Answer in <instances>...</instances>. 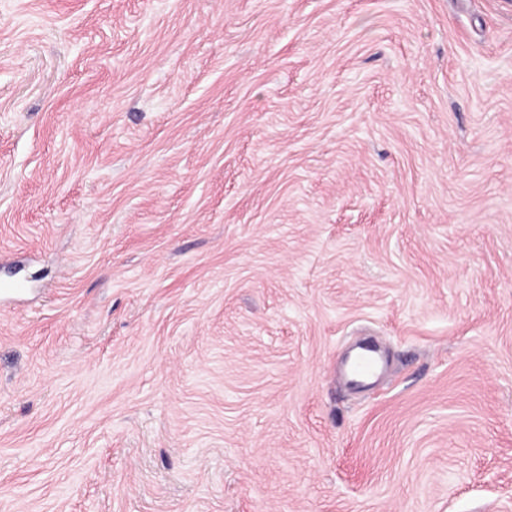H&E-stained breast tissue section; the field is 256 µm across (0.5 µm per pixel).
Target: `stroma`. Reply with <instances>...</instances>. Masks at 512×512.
Instances as JSON below:
<instances>
[{
  "label": "stroma",
  "instance_id": "1",
  "mask_svg": "<svg viewBox=\"0 0 512 512\" xmlns=\"http://www.w3.org/2000/svg\"><path fill=\"white\" fill-rule=\"evenodd\" d=\"M5 277L0 512H512V0H0Z\"/></svg>",
  "mask_w": 512,
  "mask_h": 512
}]
</instances>
